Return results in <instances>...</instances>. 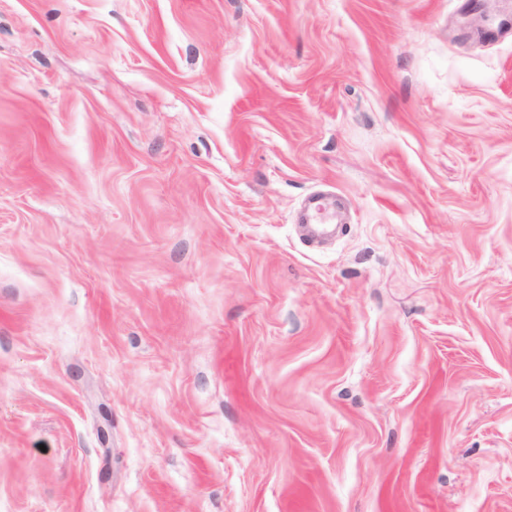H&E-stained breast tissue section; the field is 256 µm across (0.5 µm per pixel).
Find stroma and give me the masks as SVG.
Segmentation results:
<instances>
[{
    "label": "stroma",
    "mask_w": 512,
    "mask_h": 512,
    "mask_svg": "<svg viewBox=\"0 0 512 512\" xmlns=\"http://www.w3.org/2000/svg\"><path fill=\"white\" fill-rule=\"evenodd\" d=\"M510 17L0 0V512H512ZM306 220L313 223L311 227V237L321 238L328 235L331 231L330 224L336 221V210L332 201L319 194H312L306 200Z\"/></svg>",
    "instance_id": "1"
}]
</instances>
